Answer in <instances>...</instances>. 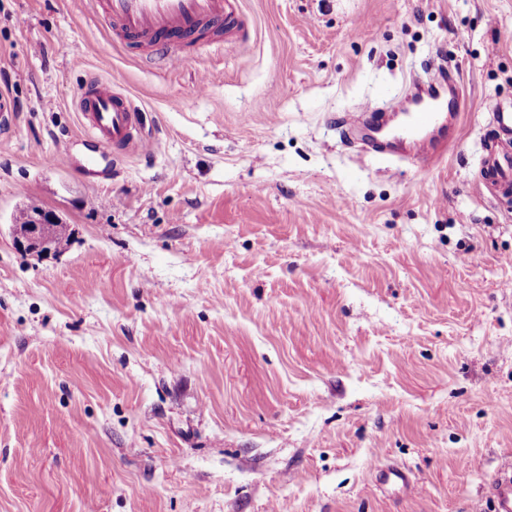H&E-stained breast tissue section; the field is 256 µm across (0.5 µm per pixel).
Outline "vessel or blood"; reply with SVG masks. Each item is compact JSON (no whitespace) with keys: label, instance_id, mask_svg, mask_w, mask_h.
Listing matches in <instances>:
<instances>
[{"label":"vessel or blood","instance_id":"b4317fda","mask_svg":"<svg viewBox=\"0 0 512 512\" xmlns=\"http://www.w3.org/2000/svg\"><path fill=\"white\" fill-rule=\"evenodd\" d=\"M97 20L109 31L114 43L131 47L143 55L166 50L172 69L194 66L198 55L189 44L202 40L220 48L238 40L243 25L241 0H92ZM411 95L393 102L390 109L408 114L402 156L427 167L441 159L447 139L430 135L431 127L457 120L463 97L453 72L428 67L413 83ZM77 110L85 137L112 146L115 156L148 153L152 136L146 132L140 112L129 97L110 81L93 76L81 87ZM385 109L368 101L346 114L345 127L360 133L373 152H382L388 137L377 121ZM492 122L497 143L487 150L484 185L491 194L512 192V112L494 111ZM496 512H512V464L490 485Z\"/></svg>","mask_w":512,"mask_h":512}]
</instances>
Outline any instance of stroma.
<instances>
[{"label":"stroma","mask_w":512,"mask_h":512,"mask_svg":"<svg viewBox=\"0 0 512 512\" xmlns=\"http://www.w3.org/2000/svg\"><path fill=\"white\" fill-rule=\"evenodd\" d=\"M243 10L249 42L170 71L85 0H0V512H495L512 198L480 171L512 103V0ZM440 60L466 108L438 164L343 138ZM92 75L155 139L99 185L56 161L92 149ZM32 207L65 224L61 251L17 247Z\"/></svg>","instance_id":"1"}]
</instances>
